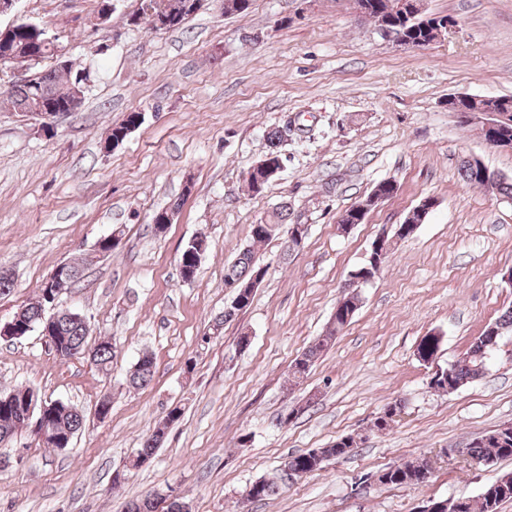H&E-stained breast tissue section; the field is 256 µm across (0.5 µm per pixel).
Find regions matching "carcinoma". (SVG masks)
<instances>
[{"instance_id":"1","label":"carcinoma","mask_w":512,"mask_h":512,"mask_svg":"<svg viewBox=\"0 0 512 512\" xmlns=\"http://www.w3.org/2000/svg\"><path fill=\"white\" fill-rule=\"evenodd\" d=\"M150 3L155 5L157 11L163 7H170L179 13V19L167 27L169 31L182 28L188 19L197 12L194 0H150ZM367 4L371 16L380 21L388 20V25L391 28L402 32L404 36L414 42L433 38L436 23L445 19L443 15L430 16L426 13L413 15L407 11L390 14L387 12V0H367ZM54 52V42H45L42 33L35 32L24 24L19 25L12 32L8 45H0V64L4 66L17 64L25 67L26 70L24 78L12 82L6 90L0 92V97L6 101L10 111L22 115L31 111L34 102L40 99L52 102L62 112H76L81 107L82 101L74 98L73 85L77 72L73 71L71 64L67 63L50 70H42L38 64L33 67L29 64V59L32 57L45 59L54 55ZM460 175L466 184L483 188L487 181L492 179L494 172L487 167L482 171L476 169L469 161L465 160L461 164ZM290 225V207H288V203L282 202L273 209L271 214L266 216L265 223L252 226L251 238L257 243L264 242L288 229ZM178 262L191 270L190 279L196 278L200 263L195 261V247L192 244H187L182 250ZM261 273H266V268L258 262L254 251L249 246L240 250L232 262L224 267V287L234 288L236 293L244 299V303L240 306L231 305L224 309V315L216 320L215 327L219 328L232 321L238 312L250 305L253 294L244 293L242 289ZM46 292L47 288H41L39 299L22 306V311L15 314L18 324L23 326L21 336L28 335L41 324L42 314L45 312ZM344 299L343 312H335L325 333L292 363L291 376L294 380L298 381L307 374L322 353L334 343L336 335L349 324L348 314H353L360 308L361 299L357 293L350 291L344 296ZM59 335L65 341L63 350L66 353L75 347L87 346L88 328L81 318L62 320L59 323ZM439 344L438 336L428 334L421 338L417 346V354L424 359H430L435 356ZM490 352L491 348L485 346L481 338H475L464 356L449 365V368L443 369L442 373L438 375L433 389L437 392L449 393L476 380L483 374ZM91 353L93 354L92 363L102 370L112 362L114 346L109 341H101L94 345ZM154 368L152 355L143 354L134 365L128 383L135 388L147 386L153 379ZM30 392L31 389L25 388L14 390L6 395L0 394V442L3 441L4 433L8 432L12 435L18 433V430L13 428L14 418L17 416L13 404L24 402ZM46 406L54 408V425L58 431L74 436L82 429L81 411L76 407L58 400L49 401ZM181 415L179 407L171 408L167 412L163 424L155 427L153 433L143 443L142 448L138 449L129 461L127 468L138 469L142 467L144 459L154 456L163 442L169 425L177 422ZM353 447V438L345 435L325 448H316L288 456L284 467L293 473V477H300L322 469L324 462L328 460L351 454ZM464 452L473 457L497 460L512 457V444L506 447L489 438L478 445L468 443ZM424 465H426L424 459L414 458L405 463L404 468L398 467L389 471L382 484L417 486L421 483L417 473ZM282 480L283 476L281 475L272 479H259L249 485L246 489V496L257 501L265 500L278 493L279 482ZM497 482L499 485L494 490L490 491L484 488L478 496L464 499V508L460 511L456 509V499L447 500L444 512H499L500 504L512 501V473L500 476Z\"/></svg>"}]
</instances>
